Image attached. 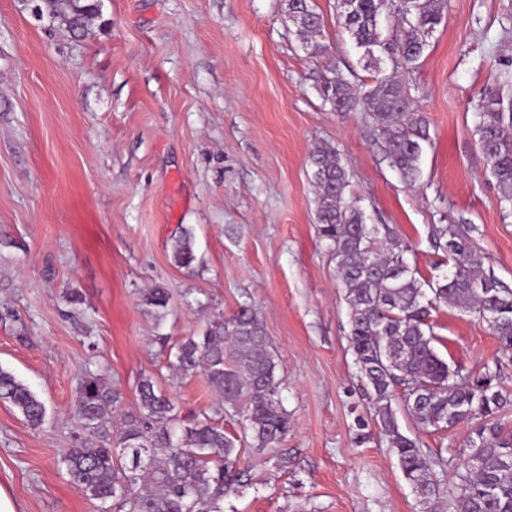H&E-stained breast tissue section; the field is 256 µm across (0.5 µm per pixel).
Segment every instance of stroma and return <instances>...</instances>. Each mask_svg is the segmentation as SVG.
<instances>
[{"instance_id":"1","label":"stroma","mask_w":512,"mask_h":512,"mask_svg":"<svg viewBox=\"0 0 512 512\" xmlns=\"http://www.w3.org/2000/svg\"><path fill=\"white\" fill-rule=\"evenodd\" d=\"M82 31L35 17L31 0H0V367L27 383L48 416L34 427L0 402V488L17 512H95L61 458L84 430L76 387L85 370L135 407L152 377L186 411L219 398L180 378L158 342L202 334L217 315L256 311L275 348L291 419L282 446L248 451L254 488L224 512H418L379 434L357 441L369 399L349 347L345 292L318 235L309 157L335 147L346 196L407 246L423 277L443 261L435 224L465 221L485 272L512 287V217L475 133L479 101L512 76V0H447L417 68L400 75L429 123L421 176L403 181L364 111L335 112L321 88L334 74L370 84L323 14L325 54H308L281 0H99ZM191 229L194 270L171 244ZM168 288L163 324L141 299ZM82 295V311L66 301ZM436 350L479 371L512 362L485 323L435 313ZM403 431L426 453L462 448L473 428Z\"/></svg>"}]
</instances>
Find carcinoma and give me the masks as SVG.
<instances>
[{
    "mask_svg": "<svg viewBox=\"0 0 512 512\" xmlns=\"http://www.w3.org/2000/svg\"><path fill=\"white\" fill-rule=\"evenodd\" d=\"M73 27L96 14V0H79ZM446 0H336L338 26L362 51L364 67L391 74L357 91L340 76L323 88L336 112H369L386 143V157L401 178H419L426 119L410 112L411 100L397 73L417 67L428 38L441 23ZM288 19L310 54L322 55L323 16L310 0H288ZM503 86L483 99L475 132L499 203L512 212V95ZM319 233L336 258L345 290L349 342L360 378L370 388L372 419L412 486L419 512H512V433L501 415L512 397L497 388L498 371L478 374L453 367L437 353L433 312L452 305L487 324L512 359V288L484 272L469 224H434L431 241L448 256L447 273L417 276L406 249L391 230L367 223L365 212L346 199L348 174L331 146L311 157ZM174 264L192 271V238L183 229L173 240ZM170 294L160 286L143 296L161 324ZM173 371L200 374L218 394L210 412L183 414L149 377L140 380L135 409L114 424L110 412L120 392L103 375L86 371L77 386L76 408L86 436L63 457L66 473L98 512H224V500L251 484L245 447L274 448L289 428L280 397L278 356L255 311L220 314L200 336L176 344ZM426 431L450 430L479 419L466 457L432 459L402 432L395 400ZM0 401L15 407L32 426L45 422L44 401L13 373L0 368ZM237 418L241 432L224 430L219 418ZM455 479L448 490V475Z\"/></svg>",
    "mask_w": 512,
    "mask_h": 512,
    "instance_id": "carcinoma-1",
    "label": "carcinoma"
}]
</instances>
